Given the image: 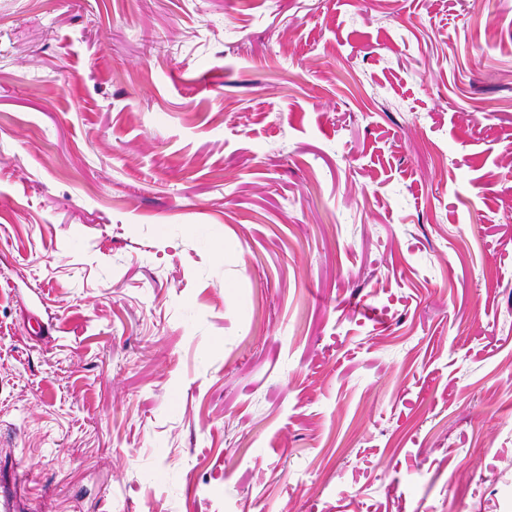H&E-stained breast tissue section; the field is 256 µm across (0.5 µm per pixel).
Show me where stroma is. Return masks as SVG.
Here are the masks:
<instances>
[{
	"label": "stroma",
	"instance_id": "obj_1",
	"mask_svg": "<svg viewBox=\"0 0 512 512\" xmlns=\"http://www.w3.org/2000/svg\"><path fill=\"white\" fill-rule=\"evenodd\" d=\"M20 512H512V0H0Z\"/></svg>",
	"mask_w": 512,
	"mask_h": 512
}]
</instances>
